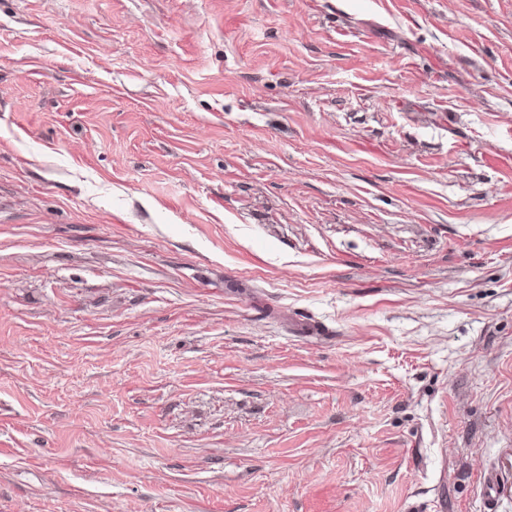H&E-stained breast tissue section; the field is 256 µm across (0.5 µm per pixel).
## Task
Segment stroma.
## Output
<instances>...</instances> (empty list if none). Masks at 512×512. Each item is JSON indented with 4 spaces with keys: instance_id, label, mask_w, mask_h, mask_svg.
I'll use <instances>...</instances> for the list:
<instances>
[{
    "instance_id": "stroma-1",
    "label": "stroma",
    "mask_w": 512,
    "mask_h": 512,
    "mask_svg": "<svg viewBox=\"0 0 512 512\" xmlns=\"http://www.w3.org/2000/svg\"><path fill=\"white\" fill-rule=\"evenodd\" d=\"M490 475L512 512V0H0V512Z\"/></svg>"
}]
</instances>
